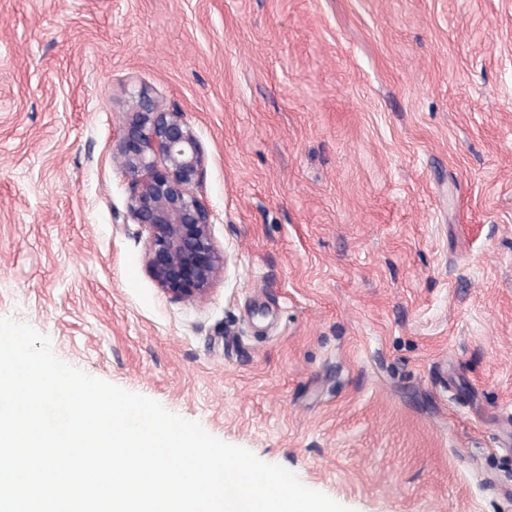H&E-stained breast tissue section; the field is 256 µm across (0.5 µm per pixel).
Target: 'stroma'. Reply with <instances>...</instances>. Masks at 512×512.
I'll list each match as a JSON object with an SVG mask.
<instances>
[{
	"label": "stroma",
	"mask_w": 512,
	"mask_h": 512,
	"mask_svg": "<svg viewBox=\"0 0 512 512\" xmlns=\"http://www.w3.org/2000/svg\"><path fill=\"white\" fill-rule=\"evenodd\" d=\"M178 109L224 268L112 153ZM350 512H512V0H0V317ZM116 151L130 183L128 214L148 232L150 275L173 299L204 296L224 256L212 236L208 209L191 191L202 177L203 156L183 112L165 111L139 94Z\"/></svg>",
	"instance_id": "1"
}]
</instances>
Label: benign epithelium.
<instances>
[{
    "label": "benign epithelium",
    "instance_id": "obj_1",
    "mask_svg": "<svg viewBox=\"0 0 512 512\" xmlns=\"http://www.w3.org/2000/svg\"><path fill=\"white\" fill-rule=\"evenodd\" d=\"M130 183L128 214L148 232L146 266L176 300L204 296L224 266L205 204L191 187L203 156L183 113L165 111L145 94L133 103L116 146Z\"/></svg>",
    "mask_w": 512,
    "mask_h": 512
}]
</instances>
